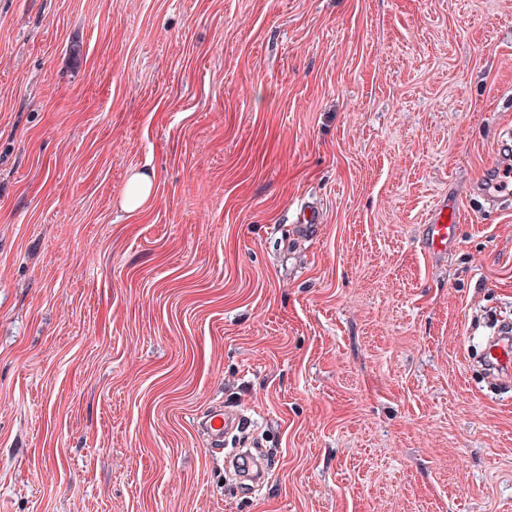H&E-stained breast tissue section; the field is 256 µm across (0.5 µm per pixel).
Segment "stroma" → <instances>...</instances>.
Masks as SVG:
<instances>
[{"label":"stroma","mask_w":512,"mask_h":512,"mask_svg":"<svg viewBox=\"0 0 512 512\" xmlns=\"http://www.w3.org/2000/svg\"><path fill=\"white\" fill-rule=\"evenodd\" d=\"M508 126L512 0H0V512H512ZM512 129L509 127L502 133L492 145L489 154L485 175L482 180V188H479L478 195L482 197V208L497 209L505 202L512 201L511 190L503 186L507 183L500 176L505 177L511 174L512 165ZM153 188V174H132L128 179V184L122 196V208L127 212L140 210L151 198ZM458 214L456 202L447 197L438 199L430 208L424 224L420 226V238L425 255L431 260L448 256V251L458 243ZM294 229L297 233L312 234L317 224H321V214L316 206L310 205L308 202L297 204L294 209V220L292 221ZM496 338L489 342L482 357L492 376H510L512 371L511 325L505 324ZM245 419L248 418L243 414L228 413L224 410V405L219 404L196 415L192 421L193 425L207 436L212 453L217 457L224 453V433L226 436L241 429Z\"/></svg>","instance_id":"obj_1"}]
</instances>
